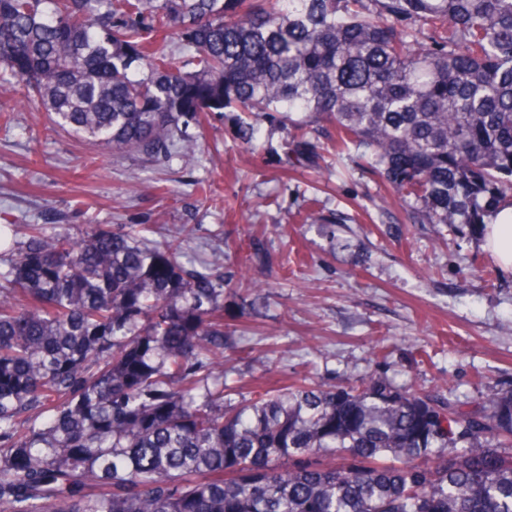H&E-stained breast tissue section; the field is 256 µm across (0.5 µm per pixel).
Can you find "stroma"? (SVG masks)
Listing matches in <instances>:
<instances>
[{
    "instance_id": "35a3bbf8",
    "label": "stroma",
    "mask_w": 512,
    "mask_h": 512,
    "mask_svg": "<svg viewBox=\"0 0 512 512\" xmlns=\"http://www.w3.org/2000/svg\"><path fill=\"white\" fill-rule=\"evenodd\" d=\"M0 126V225H146L149 242L179 238L190 257L224 251V321L236 330L224 379L236 397L296 378L340 384L372 374L461 401L512 393V272L487 285L482 237L411 223L378 178L336 163L327 146L289 161L287 126L241 140L237 115L215 113L189 164L109 156L16 98ZM218 203L206 202L201 184ZM321 219L306 224L308 207ZM258 286L235 294L241 281ZM386 345L376 365L373 351Z\"/></svg>"
}]
</instances>
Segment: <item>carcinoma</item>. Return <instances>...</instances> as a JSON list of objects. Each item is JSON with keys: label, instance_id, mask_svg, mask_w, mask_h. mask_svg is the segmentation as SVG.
<instances>
[{"label": "carcinoma", "instance_id": "cac0c4a2", "mask_svg": "<svg viewBox=\"0 0 512 512\" xmlns=\"http://www.w3.org/2000/svg\"><path fill=\"white\" fill-rule=\"evenodd\" d=\"M0 0V93L114 156L194 161L243 112L320 139L414 224L512 205V0ZM0 512H512V394L224 385V252L130 224L0 229Z\"/></svg>", "mask_w": 512, "mask_h": 512}]
</instances>
